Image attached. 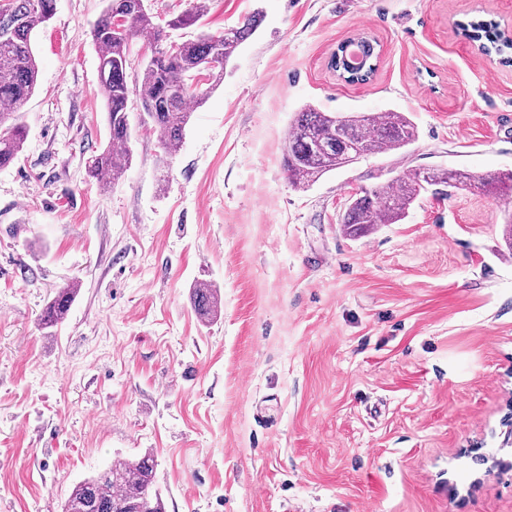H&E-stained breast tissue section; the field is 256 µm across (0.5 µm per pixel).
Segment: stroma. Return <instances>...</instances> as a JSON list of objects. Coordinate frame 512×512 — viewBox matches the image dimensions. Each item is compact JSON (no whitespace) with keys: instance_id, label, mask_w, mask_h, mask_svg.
Returning <instances> with one entry per match:
<instances>
[{"instance_id":"stroma-1","label":"stroma","mask_w":512,"mask_h":512,"mask_svg":"<svg viewBox=\"0 0 512 512\" xmlns=\"http://www.w3.org/2000/svg\"><path fill=\"white\" fill-rule=\"evenodd\" d=\"M146 0L167 40L263 22L180 151L129 103L131 163L101 189L107 141L89 31L104 0H57L18 160L0 169V512H61L72 486L145 449L166 512H512V199L421 193L357 239L349 194L409 168L512 169V65L457 35L512 29V0ZM378 42L373 76L330 67ZM405 113V152L296 189L283 168L305 106ZM218 286L217 316L192 304ZM79 293L46 334L59 289ZM364 37L366 38V40L368 42V49H367V54H366V59H368V63H367L366 68L362 72H358L354 75L348 74L343 70L342 67H340L339 63L337 62L336 53L331 57V67L338 73L339 77H341V75H342L344 78H348L347 80L352 83L365 82V81L369 80V78L373 75V73L376 69V68L370 67V65H375L374 61L377 59L378 53L376 51V47L373 46V44H372L373 41L369 37H367V36H364Z\"/></svg>"}]
</instances>
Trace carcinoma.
<instances>
[{
	"instance_id": "1",
	"label": "carcinoma",
	"mask_w": 512,
	"mask_h": 512,
	"mask_svg": "<svg viewBox=\"0 0 512 512\" xmlns=\"http://www.w3.org/2000/svg\"><path fill=\"white\" fill-rule=\"evenodd\" d=\"M207 6L200 0L189 10L168 21L180 29L195 25ZM56 10V0H8L7 12H0V167L9 166L23 149L27 133L20 121L21 109L32 96L38 81V61L33 35ZM260 17L251 15L241 26L215 36L202 34L195 40L177 44L172 52L157 47L163 36L152 22L144 0H108L92 25L89 36L99 58L100 92L103 97L109 140L93 156L90 177L117 182L131 159L130 123L127 102L129 54L134 39L147 36L155 45L139 77V95L144 114L159 135L164 151L175 155L182 146L194 107L205 94L195 84L205 75L216 81L224 76V66L259 26ZM464 35L486 50L512 62V51L499 24L489 18L473 17L463 22ZM368 67L354 75L340 69L337 57L331 67L348 81L365 82L373 75L377 59L368 44ZM417 136V128L403 112H321L308 106L297 113L285 142L283 163L293 186L309 188L328 172L345 167V159L360 154L400 152ZM472 176L462 170L412 168L386 184L349 197L340 224L346 235L369 234L381 224L402 221L419 193L430 186L448 195L450 188H463ZM481 186L495 196L512 197V170L481 179ZM78 289L57 292L45 308L41 325L51 329L63 322L75 301ZM192 301L201 317L217 314L221 297L208 283L193 287ZM157 461L146 449L135 458L110 466L103 473L76 484L62 512H166L162 496L155 488Z\"/></svg>"
}]
</instances>
